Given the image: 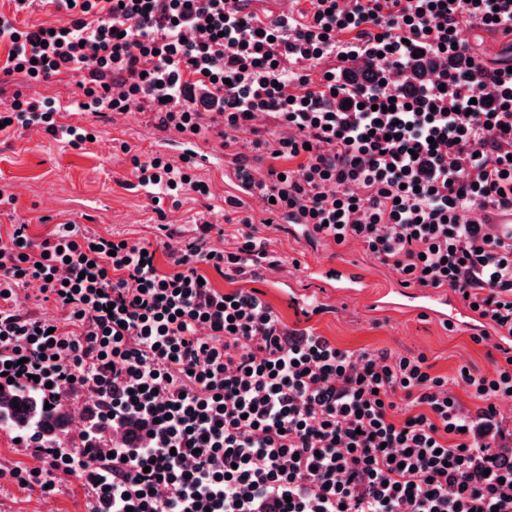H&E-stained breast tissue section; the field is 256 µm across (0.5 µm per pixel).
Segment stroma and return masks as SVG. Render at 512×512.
Returning <instances> with one entry per match:
<instances>
[{"instance_id": "stroma-1", "label": "stroma", "mask_w": 512, "mask_h": 512, "mask_svg": "<svg viewBox=\"0 0 512 512\" xmlns=\"http://www.w3.org/2000/svg\"><path fill=\"white\" fill-rule=\"evenodd\" d=\"M6 96L48 99L63 104L64 123L95 130V141L74 148L48 137L41 128L16 132L0 141V188L16 197L13 205L0 208V238L8 237L14 224L23 222L34 241H41L56 225L74 221L102 234L157 242L161 225H171L179 238L197 236L202 221L214 225L209 234L213 247L232 250L242 230L241 218H250L258 237L270 253L282 256L279 266L266 270L253 286L289 328H309L337 347L352 351L424 353L434 374L455 377L467 364L491 373L496 351L473 342L465 330L447 329L422 315L382 313L359 302H343L329 295L307 275L309 266L333 260L359 261L376 285L395 280L388 267L367 257L358 245L336 247L308 243L293 237L287 227L265 226L262 206H226L231 194L221 176L202 172L211 194L154 200L144 188L134 187L133 156L162 148L164 155L179 161L181 135L155 127L138 109L100 120L91 111L71 110L79 90L71 74L61 73L40 82L10 77ZM315 299L319 313L303 316V296ZM86 512V496L75 478H67L51 500L18 489L0 477V512Z\"/></svg>"}]
</instances>
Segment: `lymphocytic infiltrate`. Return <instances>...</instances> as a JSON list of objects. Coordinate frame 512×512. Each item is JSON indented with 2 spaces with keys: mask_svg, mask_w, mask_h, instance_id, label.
I'll return each instance as SVG.
<instances>
[{
  "mask_svg": "<svg viewBox=\"0 0 512 512\" xmlns=\"http://www.w3.org/2000/svg\"><path fill=\"white\" fill-rule=\"evenodd\" d=\"M53 2L64 25L0 16L1 74L66 70L81 109L137 104L185 137L207 127L225 146L264 150L266 224L358 243L404 287L450 290L512 336V231L472 217L512 209V63H484L464 37L512 36V0H309L293 23L260 20L245 0ZM419 52L439 64L406 85ZM359 59L373 68L362 90L342 79ZM58 117L54 101L14 95L0 137L35 124L86 143ZM133 164L171 199L204 193L163 156ZM242 238L232 251L201 238L169 250L163 273L148 243L73 221L36 243L15 225L0 241V384L61 404L90 393L85 419L112 440L85 428L30 440L42 465L11 469V483L50 496L66 472L87 512H512V463L498 457L512 350L492 373L458 376L479 402L469 410L425 355L342 349L289 329L258 289L200 283V263L228 279L278 265L254 231ZM33 285L61 319L25 309Z\"/></svg>",
  "mask_w": 512,
  "mask_h": 512,
  "instance_id": "1",
  "label": "lymphocytic infiltrate"
}]
</instances>
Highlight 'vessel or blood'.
Listing matches in <instances>:
<instances>
[{
    "label": "vessel or blood",
    "mask_w": 512,
    "mask_h": 512,
    "mask_svg": "<svg viewBox=\"0 0 512 512\" xmlns=\"http://www.w3.org/2000/svg\"><path fill=\"white\" fill-rule=\"evenodd\" d=\"M185 152L197 166L218 174L229 170L227 160L207 148L196 145L194 141H187ZM308 274L340 300H360L375 310L423 312L440 323L464 327L475 335L485 330L482 321L471 312L458 307L444 290L409 291L401 286L391 285L373 293L367 288V277L361 265L350 261L319 263L311 266Z\"/></svg>",
    "instance_id": "vessel-or-blood-1"
}]
</instances>
